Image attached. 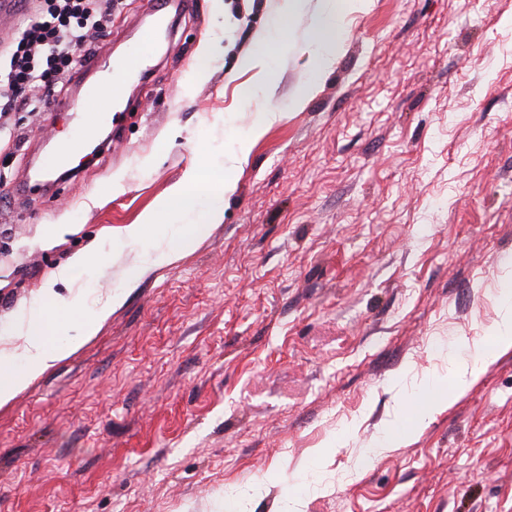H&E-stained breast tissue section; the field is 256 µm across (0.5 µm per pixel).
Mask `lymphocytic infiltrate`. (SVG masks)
Instances as JSON below:
<instances>
[{"mask_svg":"<svg viewBox=\"0 0 512 512\" xmlns=\"http://www.w3.org/2000/svg\"><path fill=\"white\" fill-rule=\"evenodd\" d=\"M24 19L0 46L9 66L0 71V129L11 113L46 111L70 80L72 63L112 26V0H33Z\"/></svg>","mask_w":512,"mask_h":512,"instance_id":"lymphocytic-infiltrate-1","label":"lymphocytic infiltrate"}]
</instances>
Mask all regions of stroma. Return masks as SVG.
<instances>
[{"label":"stroma","mask_w":512,"mask_h":512,"mask_svg":"<svg viewBox=\"0 0 512 512\" xmlns=\"http://www.w3.org/2000/svg\"><path fill=\"white\" fill-rule=\"evenodd\" d=\"M280 6L192 0L149 78L124 80L121 145L57 198L20 179L78 110L13 113L0 328L92 240L58 292L124 302L0 407V512H512V350L455 393L512 281V0H336L342 43L301 101L322 7L306 0L245 101L241 60ZM149 21L147 0H114L95 52H138ZM263 112L279 118L234 162ZM193 165L233 178L224 220L146 268L122 230ZM388 431L403 445L360 464Z\"/></svg>","instance_id":"1"}]
</instances>
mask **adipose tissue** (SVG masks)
Listing matches in <instances>:
<instances>
[{
	"label": "adipose tissue",
	"instance_id": "1",
	"mask_svg": "<svg viewBox=\"0 0 512 512\" xmlns=\"http://www.w3.org/2000/svg\"><path fill=\"white\" fill-rule=\"evenodd\" d=\"M302 6L303 0H284L276 19L261 35L257 52L243 59V67L264 68L270 50L288 39L289 15L299 11ZM316 32L317 36L312 41V79L317 82L329 71L336 57V47L342 39V27L335 9L321 13ZM200 181L199 170L189 168L183 182L174 188L170 196L159 201L156 208L145 213L138 223L124 227V240L131 245L155 241L162 214L174 210L184 213L194 211L200 193ZM232 190L233 184L228 178L218 179L216 185L210 189L212 202L200 213L198 223L185 225L180 236L170 240L165 246L156 245L152 252L153 265L161 266L176 261L195 239L200 224L222 223L224 198ZM96 256L97 249L92 244L74 254L67 263L51 274L40 292L26 305L21 320L11 331L12 347L0 352L4 356L15 355L20 359V364L14 371L0 377V406L9 403L33 379L42 375L56 362L68 357L84 339L95 335L113 310L122 304L123 294L114 292L85 308L78 299L62 296L56 291V284L71 281L75 273ZM500 296L507 315L497 325L492 344L476 349V366L494 359L500 352L512 349V289L502 288ZM476 366L459 370L457 377L460 385H467L477 378Z\"/></svg>",
	"mask_w": 512,
	"mask_h": 512
}]
</instances>
